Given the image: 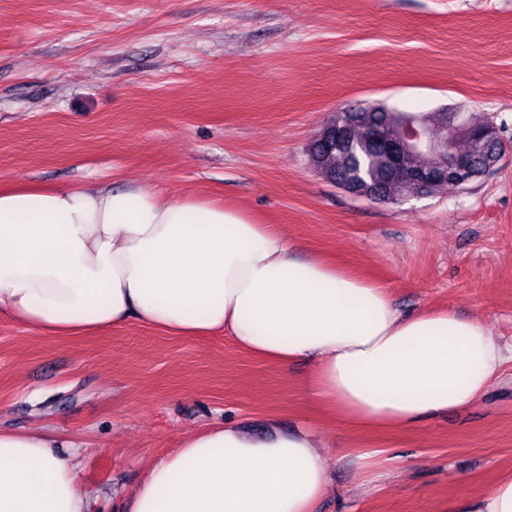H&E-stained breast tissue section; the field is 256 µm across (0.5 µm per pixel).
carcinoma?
I'll list each match as a JSON object with an SVG mask.
<instances>
[{"instance_id":"cac0c4a2","label":"carcinoma","mask_w":512,"mask_h":512,"mask_svg":"<svg viewBox=\"0 0 512 512\" xmlns=\"http://www.w3.org/2000/svg\"><path fill=\"white\" fill-rule=\"evenodd\" d=\"M370 123L386 128L390 135L399 138L405 128L416 125L423 129L426 141L415 149L410 156V166L414 170L427 169L434 166L438 160L436 152L430 148V143L439 140L433 135L432 128L440 127L447 121L464 123L474 130H481L485 122H477L466 112H398L386 106L379 112L368 113ZM370 132L361 125H351L344 132V138L336 143L317 136L309 145L308 151L314 154L318 168L331 175L333 180L345 183L355 177L372 181L375 187L387 197H398L416 189L408 181L401 183L392 175L384 172L380 165V153L370 151L366 141Z\"/></svg>"}]
</instances>
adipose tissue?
<instances>
[{
	"label": "adipose tissue",
	"instance_id": "ef3b65f1",
	"mask_svg": "<svg viewBox=\"0 0 512 512\" xmlns=\"http://www.w3.org/2000/svg\"><path fill=\"white\" fill-rule=\"evenodd\" d=\"M0 314L48 336L134 321L228 336L280 369L314 363L307 392L340 423L412 429L478 400L512 342L443 309L401 313L385 285L310 253L224 202L137 185L0 187ZM46 430H0V512H87L74 455ZM327 470L310 433L186 434L126 512H315ZM450 512H512V471Z\"/></svg>",
	"mask_w": 512,
	"mask_h": 512
}]
</instances>
